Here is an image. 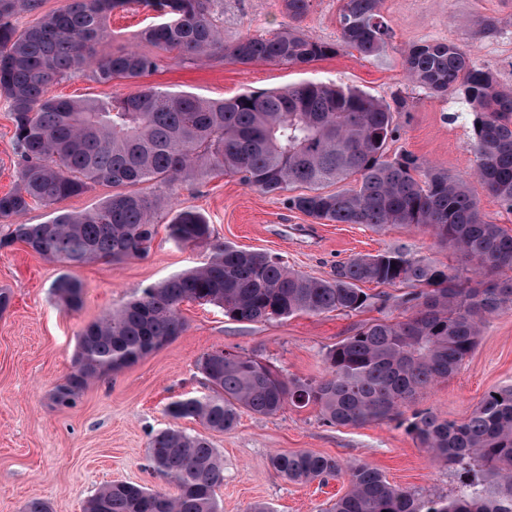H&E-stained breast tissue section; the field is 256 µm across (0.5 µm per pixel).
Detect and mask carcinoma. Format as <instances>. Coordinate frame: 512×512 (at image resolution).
Wrapping results in <instances>:
<instances>
[{
  "instance_id": "1",
  "label": "carcinoma",
  "mask_w": 512,
  "mask_h": 512,
  "mask_svg": "<svg viewBox=\"0 0 512 512\" xmlns=\"http://www.w3.org/2000/svg\"><path fill=\"white\" fill-rule=\"evenodd\" d=\"M211 2L66 0L62 9L20 29L11 18L34 11L40 0H0V93L11 105L22 159L17 183L0 195V218L20 216L33 203L51 206L96 184L116 188L92 210L13 225L0 247L21 242L72 266L143 257L155 237L151 211L163 201L132 187L217 170L265 193L304 188L288 197V205L316 221L377 230L429 226L477 277L476 286L465 285L442 263L400 250L350 258L328 279L309 277L266 253L216 240L204 215L181 210L167 225L169 237L182 246L210 247L209 261L143 289L87 325L74 371L53 392L55 403L70 405L92 381L173 341L184 331L178 309L186 301L214 305L237 322L251 323L361 312L387 302L361 285L398 284L406 291L395 297V306L405 315L355 327L327 352L322 379L284 378L253 357L215 349L198 360L209 393L175 400L166 414L198 419L216 432L233 428L244 410L271 416L287 403L313 405L334 426L395 420L434 461L461 473L458 493L424 499L358 464L346 471L349 490L325 512H512V386L489 392L461 421L429 409L404 416L403 408L421 390L461 368L488 317L512 310V276L501 277L512 272V233L486 221L467 184L447 170L412 155L386 156L396 113L406 107L403 97L388 103L356 88L314 82L222 100L153 87L94 100L51 93L85 67L100 83L136 80L158 70L163 53L202 61L222 50L240 64L307 65L337 52V43L295 27L226 45ZM309 2L283 0L294 21ZM132 3L160 14L161 21L140 34L156 52L118 50L99 57L108 17ZM381 5L343 0L340 40L365 58L381 54L391 39ZM404 65L430 93H456L469 106L475 175L512 211V89L452 44L413 46ZM351 178L355 185L329 189ZM53 293L69 309L83 303V285L74 278L58 279ZM149 460L175 494L113 482L87 501L85 512H222L216 489L224 481V463L208 438L159 430L150 438ZM270 464L301 482H325L342 471L336 458L311 452L277 453Z\"/></svg>"
}]
</instances>
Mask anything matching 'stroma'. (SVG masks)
Here are the masks:
<instances>
[{"mask_svg": "<svg viewBox=\"0 0 512 512\" xmlns=\"http://www.w3.org/2000/svg\"><path fill=\"white\" fill-rule=\"evenodd\" d=\"M342 0H311L300 21H292L282 0H213L212 13L225 43L241 35L265 36L294 25L315 39L337 43L335 56L304 66L269 62L248 65L223 54L198 62L164 56L160 68L140 79L100 83L90 71L69 74L52 89L72 99H103L145 87L188 92L208 100L285 88L313 81L355 87L383 100L401 95L408 102L396 116L398 131L388 156L409 153L466 180L486 220L512 231V212L489 194L473 175L475 156L469 108L457 97L426 94L411 83L403 66L414 45L451 43L512 87V0H384L383 13L392 38L380 55L366 58L340 44ZM495 18L498 29L480 34L476 22ZM150 7L138 4L114 10L98 47L106 56L141 48L138 34L156 22ZM20 150L14 137L8 99L0 95V194L18 178ZM144 196H164L167 207L151 220L156 235L146 257L120 263L102 261L79 267L45 259L23 243L0 249V288L9 289L10 307L0 314V512H22L35 498L52 512H83L86 500L110 482H130L168 490V482L149 468L148 443L155 432L175 427L208 435L224 460V482L217 490L223 512H252L270 505L274 512H324L349 488L347 476L322 484L292 482L270 465L282 452H314L336 457L343 466L366 464L387 480L426 499L453 496L459 486L455 469L431 460L429 453L397 422H369L358 427L326 424L315 406L285 405L277 414L242 412L228 431L207 432L196 420H173L171 401L206 393L197 368L206 352L223 349L254 357L284 376L318 379L326 372L327 351L361 322L395 318L392 302L358 314H298L267 322L241 323L212 305L180 306L183 333L137 363L91 383L67 407L52 399L54 388L72 371L77 338L89 323L120 307L142 288L208 262V247L185 248L166 229L179 210L203 214L226 243L280 258L289 268L330 277L336 264L383 250L429 257L452 265L431 228L392 226L377 232L362 224H318L291 209L284 195L267 194L239 177L208 171L171 185H139ZM112 192L98 184L64 199L54 208L32 206L19 223L40 224L51 211L84 212ZM84 287L80 309L59 305L52 286L61 276ZM512 385V311L489 317L478 344L461 369L422 390L412 409H432L450 420L468 417L485 394Z\"/></svg>", "mask_w": 512, "mask_h": 512, "instance_id": "35a3bbf8", "label": "stroma"}]
</instances>
